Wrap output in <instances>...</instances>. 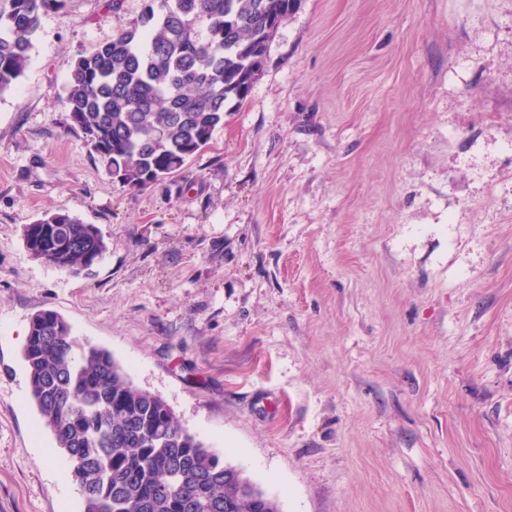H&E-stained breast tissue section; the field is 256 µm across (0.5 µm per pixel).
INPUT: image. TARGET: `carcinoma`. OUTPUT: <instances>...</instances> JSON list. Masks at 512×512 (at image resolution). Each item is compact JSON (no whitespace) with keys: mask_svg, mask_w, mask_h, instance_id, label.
Returning <instances> with one entry per match:
<instances>
[{"mask_svg":"<svg viewBox=\"0 0 512 512\" xmlns=\"http://www.w3.org/2000/svg\"><path fill=\"white\" fill-rule=\"evenodd\" d=\"M295 0H143L138 17L76 59L63 87L69 126L108 176L132 189L178 171L243 104ZM69 0H0V95L30 60L44 15ZM30 254L73 274L106 251L92 224L47 213L24 227ZM41 423L69 460L81 512H279L278 502L189 432L111 354L80 345L44 309L23 348Z\"/></svg>","mask_w":512,"mask_h":512,"instance_id":"carcinoma-1","label":"carcinoma"}]
</instances>
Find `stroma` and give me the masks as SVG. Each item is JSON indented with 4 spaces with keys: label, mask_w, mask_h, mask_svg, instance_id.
Segmentation results:
<instances>
[{
    "label": "stroma",
    "mask_w": 512,
    "mask_h": 512,
    "mask_svg": "<svg viewBox=\"0 0 512 512\" xmlns=\"http://www.w3.org/2000/svg\"><path fill=\"white\" fill-rule=\"evenodd\" d=\"M70 0L0 95V512H80L29 397L52 309L280 512H512V0H298L243 105L142 190L70 128ZM67 212L92 275L34 259ZM24 240L35 259L73 274L91 271L106 251L94 225L62 212L46 213L25 225Z\"/></svg>",
    "instance_id": "stroma-1"
}]
</instances>
